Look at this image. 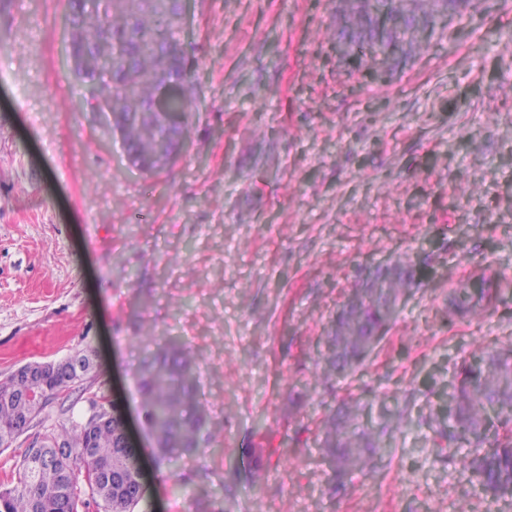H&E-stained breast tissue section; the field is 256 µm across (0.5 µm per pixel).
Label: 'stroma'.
Returning <instances> with one entry per match:
<instances>
[{"instance_id": "stroma-1", "label": "stroma", "mask_w": 512, "mask_h": 512, "mask_svg": "<svg viewBox=\"0 0 512 512\" xmlns=\"http://www.w3.org/2000/svg\"><path fill=\"white\" fill-rule=\"evenodd\" d=\"M67 12L0 0V380L98 359L0 448V484L97 399L137 427L134 512H512L427 423L463 360L512 350V0H473L383 81L338 62V0H194L188 132L152 175L80 110ZM400 256L414 288L363 364L328 376L337 307ZM480 276L490 303L448 321L449 290ZM149 336L183 344L213 434L160 467L138 428ZM404 397L407 423L336 492L328 420Z\"/></svg>"}]
</instances>
